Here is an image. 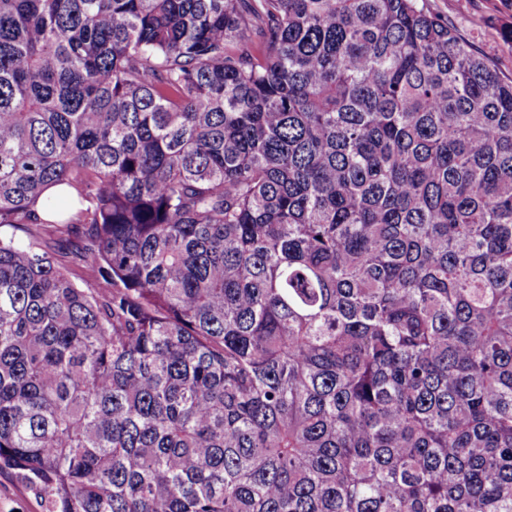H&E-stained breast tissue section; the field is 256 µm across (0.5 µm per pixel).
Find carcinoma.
Wrapping results in <instances>:
<instances>
[{"mask_svg":"<svg viewBox=\"0 0 512 512\" xmlns=\"http://www.w3.org/2000/svg\"><path fill=\"white\" fill-rule=\"evenodd\" d=\"M3 226L41 512H512V81L430 0H0ZM59 261L69 269L71 278L78 288H82L86 291L94 288L93 280L87 275L82 264H80L72 254L67 253L59 255Z\"/></svg>","mask_w":512,"mask_h":512,"instance_id":"obj_1","label":"carcinoma"}]
</instances>
